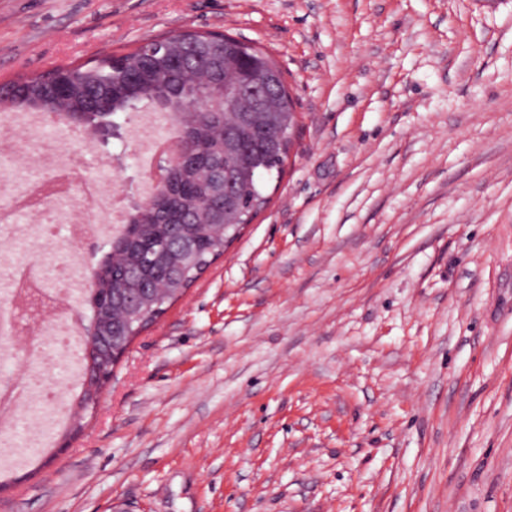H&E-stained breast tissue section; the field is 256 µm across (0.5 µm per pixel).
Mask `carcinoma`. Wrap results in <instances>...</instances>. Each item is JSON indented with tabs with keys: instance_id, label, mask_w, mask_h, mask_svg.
<instances>
[{
	"instance_id": "obj_1",
	"label": "carcinoma",
	"mask_w": 512,
	"mask_h": 512,
	"mask_svg": "<svg viewBox=\"0 0 512 512\" xmlns=\"http://www.w3.org/2000/svg\"><path fill=\"white\" fill-rule=\"evenodd\" d=\"M168 64L151 45L58 72L0 83V110L57 113L55 125L119 129L117 118L151 104L163 92L198 97L197 111L172 113V132L189 135L194 159L175 166L168 187L128 211L108 236L91 270L83 307L84 368L112 369L109 344L128 345L224 252V245L266 203L265 181L280 177L296 125L284 74L261 49L230 35L186 30L165 38ZM271 76L258 100L233 96L254 73ZM232 195H211L217 174Z\"/></svg>"
}]
</instances>
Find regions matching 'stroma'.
Instances as JSON below:
<instances>
[{"label":"stroma","mask_w":512,"mask_h":512,"mask_svg":"<svg viewBox=\"0 0 512 512\" xmlns=\"http://www.w3.org/2000/svg\"><path fill=\"white\" fill-rule=\"evenodd\" d=\"M185 30L284 72V173L0 512H512V0H0V79Z\"/></svg>","instance_id":"35a3bbf8"}]
</instances>
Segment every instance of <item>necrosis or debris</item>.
<instances>
[{
	"label": "necrosis or debris",
	"instance_id": "necrosis-or-debris-1",
	"mask_svg": "<svg viewBox=\"0 0 512 512\" xmlns=\"http://www.w3.org/2000/svg\"><path fill=\"white\" fill-rule=\"evenodd\" d=\"M48 122L33 112L0 113V129L20 137L18 148L0 150L4 167L0 168V194L14 181L27 159H34L33 183L48 187L43 198L45 218L37 224H20L15 217L18 206H9L11 218L0 223V271L16 267L12 252L15 241H54L59 226H66L70 242L87 244L101 233L114 232L121 222L126 203L112 189L111 170L100 164L98 173L86 166L85 146L89 136L71 132V139L81 140L84 148L72 150L47 131ZM30 275L41 288L40 303L23 311H14L18 336L30 333L42 336V344L33 346L25 370L17 379L15 390L19 404L30 407L34 416L25 431H18L17 416L0 410V457L12 458L31 448H46L62 420L60 398L48 395L47 374L50 369L65 371L75 377L78 370L76 352L81 343L79 332L64 312L65 300L77 297L83 286V270L78 256L62 255L47 249L35 259Z\"/></svg>",
	"mask_w": 512,
	"mask_h": 512
}]
</instances>
